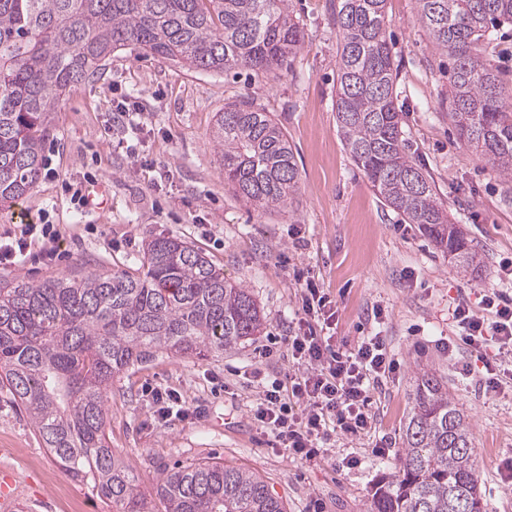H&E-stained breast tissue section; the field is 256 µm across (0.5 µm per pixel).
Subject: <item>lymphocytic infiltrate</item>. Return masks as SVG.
Masks as SVG:
<instances>
[{"label":"lymphocytic infiltrate","instance_id":"1","mask_svg":"<svg viewBox=\"0 0 512 512\" xmlns=\"http://www.w3.org/2000/svg\"><path fill=\"white\" fill-rule=\"evenodd\" d=\"M42 241L47 257H54L60 233L50 224H28L25 237L0 242V265L11 266L25 257L30 237ZM512 261L500 265V283L482 297L481 310L458 303L452 320L457 341L442 345L458 372L466 375L470 365L461 350L483 354L484 383L501 387V375L512 361ZM302 315L289 330L288 351L296 367L289 382L273 380L263 387L252 416L269 447L281 448L305 460L316 458L319 441L328 439L327 426L356 435L371 424V394L382 378L394 373L398 359L380 335L363 337L356 349H345L337 340L336 307L327 293L311 280L300 286Z\"/></svg>","mask_w":512,"mask_h":512}]
</instances>
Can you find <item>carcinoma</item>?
<instances>
[{
    "instance_id": "carcinoma-1",
    "label": "carcinoma",
    "mask_w": 512,
    "mask_h": 512,
    "mask_svg": "<svg viewBox=\"0 0 512 512\" xmlns=\"http://www.w3.org/2000/svg\"><path fill=\"white\" fill-rule=\"evenodd\" d=\"M386 0H338L335 112L350 158L379 200L416 224L461 273L482 265L407 152ZM435 50L452 60L448 119L459 138L512 179V90L488 55L512 0H415ZM287 0H0V208L34 187L49 114L112 53L149 52L194 73L275 74L302 47ZM224 182L258 210L287 206L299 172L286 129L252 98L224 105L213 133ZM263 314L224 268L175 237L146 244L138 274L91 272L0 282V388L45 448L112 512H286L255 473L220 462L162 471L152 505L106 432L112 377L158 353L206 357L257 335ZM396 471L373 512H482L471 430L434 374L417 377Z\"/></svg>"
}]
</instances>
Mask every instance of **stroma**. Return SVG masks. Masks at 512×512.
<instances>
[{
    "label": "stroma",
    "mask_w": 512,
    "mask_h": 512,
    "mask_svg": "<svg viewBox=\"0 0 512 512\" xmlns=\"http://www.w3.org/2000/svg\"><path fill=\"white\" fill-rule=\"evenodd\" d=\"M335 0H290L304 44L278 74L210 75L167 60L120 50L98 77L70 87L50 114L36 186L0 213V239L20 237L27 217L56 225L61 255L0 267V277H49L135 271L143 247L177 237L223 267L256 299L264 328L218 356L163 353L112 380L107 434L112 449L152 496L160 472L174 463L211 459L258 473L286 512H371L377 482L392 473L402 428L414 405L420 371L448 384L470 425L483 512H512L504 487L512 461V387H484L479 374L461 377L440 345L455 335L448 308L477 302L512 259V180L460 143L448 120V59L423 29L415 0H386V36L397 66L395 93L412 157L433 176L452 223L478 249V274L458 272L416 225L384 206L352 162L336 126ZM250 97L285 127L299 169L292 205L257 211L224 183L213 143L217 112ZM138 105L131 123L115 124L119 103ZM105 185V207L72 200L73 189ZM314 279L335 300L336 334L347 347L382 332L399 369L373 392L370 428L342 432L319 457L305 461L268 447L252 418L260 391L254 380L294 374L280 341L299 316L298 275ZM381 306L383 328L370 321ZM173 390L189 408L158 422L153 389ZM388 456H379V448ZM357 466H347L348 457ZM11 476L15 512H112L111 503L65 474L29 417L0 389V479Z\"/></svg>",
    "instance_id": "1"
}]
</instances>
